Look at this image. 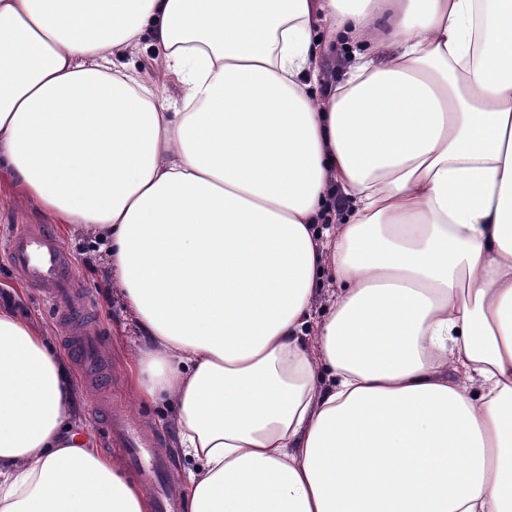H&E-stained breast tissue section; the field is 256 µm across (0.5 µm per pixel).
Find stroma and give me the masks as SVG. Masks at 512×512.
<instances>
[{
	"mask_svg": "<svg viewBox=\"0 0 512 512\" xmlns=\"http://www.w3.org/2000/svg\"><path fill=\"white\" fill-rule=\"evenodd\" d=\"M47 221V216L34 205L1 195L0 248L4 247L19 225H37ZM59 242L74 264L79 284L89 303L87 319L95 324L102 343L100 369L107 377L108 384L99 392L112 411L130 414L155 434L158 446L168 460L164 481L170 487H177L183 475L185 461L174 445L171 433L173 416L167 408L144 403L131 391L128 384V357L136 347L144 343L145 336L112 288L105 262L90 239L63 235ZM15 286L23 290L16 303L17 312L45 325L55 345L67 360L68 371L75 383V404L83 426L97 437L106 453L120 462H127L126 449L113 445L101 417L92 409V395L97 391H94L91 381L78 368L63 334L64 322L56 308L47 297L28 285L6 258L0 256V297H5L7 289Z\"/></svg>",
	"mask_w": 512,
	"mask_h": 512,
	"instance_id": "stroma-1",
	"label": "stroma"
}]
</instances>
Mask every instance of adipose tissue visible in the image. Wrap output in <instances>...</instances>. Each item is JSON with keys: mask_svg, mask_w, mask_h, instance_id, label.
<instances>
[{"mask_svg": "<svg viewBox=\"0 0 512 512\" xmlns=\"http://www.w3.org/2000/svg\"><path fill=\"white\" fill-rule=\"evenodd\" d=\"M1 168L105 252L189 512H512V0H0ZM78 421L0 305V512H153ZM123 61L135 65L146 75L157 76L160 71L159 61L155 58L151 49H144V43L140 48L129 51V54L123 57ZM317 295L313 303L314 319H321L328 309L336 302L340 289L339 285L329 276H325L318 287Z\"/></svg>", "mask_w": 512, "mask_h": 512, "instance_id": "adipose-tissue-1", "label": "adipose tissue"}]
</instances>
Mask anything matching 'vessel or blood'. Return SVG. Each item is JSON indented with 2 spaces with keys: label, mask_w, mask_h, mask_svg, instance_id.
<instances>
[{
  "label": "vessel or blood",
  "mask_w": 512,
  "mask_h": 512,
  "mask_svg": "<svg viewBox=\"0 0 512 512\" xmlns=\"http://www.w3.org/2000/svg\"><path fill=\"white\" fill-rule=\"evenodd\" d=\"M4 254L32 285L47 291L67 321L77 323L82 307L74 300L72 261L48 228L35 232L24 228L17 230L9 239ZM68 342L78 354L83 367H91L97 362L96 338L89 331L70 334ZM109 430L113 441L119 446L133 449L140 457L150 456V466L140 469L139 474L155 496L156 512H179L173 497L159 486L158 478L165 469V463L157 450L136 431L127 417L112 416Z\"/></svg>",
  "instance_id": "1"
}]
</instances>
